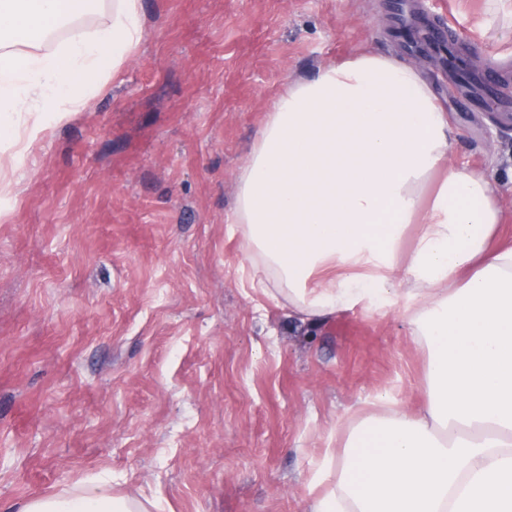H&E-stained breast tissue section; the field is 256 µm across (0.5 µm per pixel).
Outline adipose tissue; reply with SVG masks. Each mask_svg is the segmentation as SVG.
Here are the masks:
<instances>
[{
  "instance_id": "1",
  "label": "adipose tissue",
  "mask_w": 512,
  "mask_h": 512,
  "mask_svg": "<svg viewBox=\"0 0 512 512\" xmlns=\"http://www.w3.org/2000/svg\"><path fill=\"white\" fill-rule=\"evenodd\" d=\"M94 2L0 0V116L64 120L137 57L141 0L88 28ZM453 139L423 71L365 49L288 84L238 174L231 222L305 321L397 305L422 350L415 404L378 396L331 435L304 512H512V231L487 177L449 165ZM19 512L150 503L100 482Z\"/></svg>"
}]
</instances>
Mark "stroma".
<instances>
[{
	"label": "stroma",
	"mask_w": 512,
	"mask_h": 512,
	"mask_svg": "<svg viewBox=\"0 0 512 512\" xmlns=\"http://www.w3.org/2000/svg\"><path fill=\"white\" fill-rule=\"evenodd\" d=\"M394 0H142L147 37L120 77L33 145L0 139V512L111 478L152 512H302L341 420L419 393L398 309L310 327L240 235L244 165L273 97L370 47L433 81L452 162L484 173L512 228V130L408 53ZM492 0H411L455 25L472 77L512 75ZM276 300H269V293Z\"/></svg>",
	"instance_id": "stroma-1"
}]
</instances>
